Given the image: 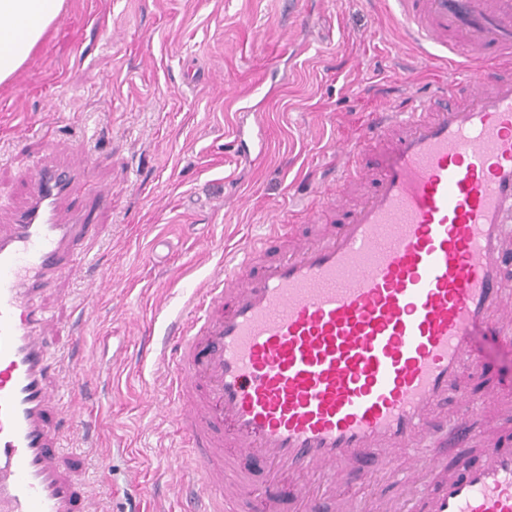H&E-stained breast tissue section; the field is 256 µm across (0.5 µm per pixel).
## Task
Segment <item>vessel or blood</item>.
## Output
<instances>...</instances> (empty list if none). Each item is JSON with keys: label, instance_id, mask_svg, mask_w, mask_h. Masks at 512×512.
Instances as JSON below:
<instances>
[{"label": "vessel or blood", "instance_id": "obj_1", "mask_svg": "<svg viewBox=\"0 0 512 512\" xmlns=\"http://www.w3.org/2000/svg\"><path fill=\"white\" fill-rule=\"evenodd\" d=\"M404 40L454 65L446 83L369 135L339 145L336 186L375 187L340 223L298 236L273 224L259 246L226 261L175 320L172 385L158 411L192 450L202 512H358L352 470L398 462L391 484L411 492L434 416L456 394L465 412L497 402L475 395L470 337L512 330L501 304L512 259V0H395ZM390 160L359 162L379 142ZM77 164L39 167L30 205L0 231V512H99L58 444L63 412L49 387L58 325L35 299L72 267L91 235L84 214L56 208ZM284 255L253 273L260 249ZM480 463L443 478L409 512H512V448L490 442Z\"/></svg>", "mask_w": 512, "mask_h": 512}]
</instances>
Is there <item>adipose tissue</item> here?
Segmentation results:
<instances>
[{
  "instance_id": "obj_1",
  "label": "adipose tissue",
  "mask_w": 512,
  "mask_h": 512,
  "mask_svg": "<svg viewBox=\"0 0 512 512\" xmlns=\"http://www.w3.org/2000/svg\"><path fill=\"white\" fill-rule=\"evenodd\" d=\"M65 0H0V84L10 81L59 19Z\"/></svg>"
}]
</instances>
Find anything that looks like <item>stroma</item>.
Wrapping results in <instances>:
<instances>
[{"label": "stroma", "mask_w": 512, "mask_h": 512, "mask_svg": "<svg viewBox=\"0 0 512 512\" xmlns=\"http://www.w3.org/2000/svg\"><path fill=\"white\" fill-rule=\"evenodd\" d=\"M447 77L382 0H66L0 85V225L27 205L37 163L80 159L61 210L93 207L100 231L37 302L60 327L50 388L91 427L59 441L102 512H184L181 438L154 407L170 393V323L273 215L302 223L341 142ZM470 348L486 370L476 390L512 401V333L475 330ZM510 435L497 407L464 419L452 396L429 445L453 473Z\"/></svg>", "instance_id": "obj_1"}]
</instances>
